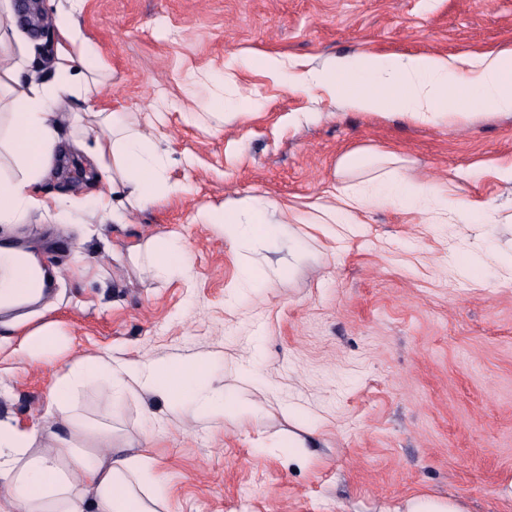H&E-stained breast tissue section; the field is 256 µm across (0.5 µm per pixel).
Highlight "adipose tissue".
<instances>
[{"instance_id": "ef3b65f1", "label": "adipose tissue", "mask_w": 512, "mask_h": 512, "mask_svg": "<svg viewBox=\"0 0 512 512\" xmlns=\"http://www.w3.org/2000/svg\"><path fill=\"white\" fill-rule=\"evenodd\" d=\"M80 3L67 0L56 13L58 62L51 82L44 86L19 82V61L8 43L12 11L10 6L0 7V94L10 97L8 120L0 122V224H20L31 211L65 206L62 199L37 194L60 143L59 96L83 98L105 75L102 59L75 21ZM352 72L365 80L355 92L348 91L344 82ZM290 81L302 90L319 85L330 96L344 99L355 112L395 111L415 123L441 120L453 125L469 115L456 99L462 81L475 89L477 101L486 110L512 114V44L464 58L364 52L347 59L331 58L320 71L294 75ZM97 118L101 131L91 151L111 180L113 193L143 209L162 196L186 191V184L169 175L173 158L128 113L101 112ZM9 163L15 165V172L6 171ZM400 163L391 151L355 150L340 156L339 172L371 168L376 175L368 186L345 187L338 207L322 211L318 223L341 230L357 223L364 208L379 204L425 212L439 224L472 210V203L458 200L441 186L415 183ZM287 216V208L276 201L245 195L225 200L222 209L198 213L196 219L223 226L224 240L234 250L246 237L277 238ZM89 375L107 380L116 396L132 384L170 403L196 395L201 412L208 416L243 422L256 411L255 404L247 401L227 399L219 404L197 394L196 384L203 375L197 363L134 359L116 366L108 357L76 363L56 383L57 427L49 433L50 447L36 448L32 431L0 425V512H159L166 486L153 473L151 459L113 447L111 428L76 419L71 399Z\"/></svg>"}]
</instances>
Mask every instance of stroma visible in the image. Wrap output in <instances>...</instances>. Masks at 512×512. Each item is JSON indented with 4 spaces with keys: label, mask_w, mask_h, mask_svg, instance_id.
<instances>
[{
    "label": "stroma",
    "mask_w": 512,
    "mask_h": 512,
    "mask_svg": "<svg viewBox=\"0 0 512 512\" xmlns=\"http://www.w3.org/2000/svg\"><path fill=\"white\" fill-rule=\"evenodd\" d=\"M77 21L110 77L89 101L64 94L57 106L59 162L39 190L73 207L0 224V239L61 271L41 303L0 313V421L36 431L43 448L54 383L75 363L202 360L207 387L261 406L251 424L136 388L117 398L97 377L77 393L82 418L111 420L115 446L154 459L163 512H384L422 495L512 512V280L496 265L458 272L468 256L512 254V181L493 173L512 161V115L475 105L450 126L353 112L260 62L283 56L301 73L366 51L470 56L512 42V0H83ZM193 73L203 81L189 100ZM219 97L257 110L217 125ZM157 101L171 177L189 190L113 223L94 210L112 186L69 115ZM362 148L399 153L413 180L481 210L433 224L371 206L347 238L323 234L310 218L336 206L337 160ZM244 194L286 203L299 218L290 240L247 238L233 254L220 225L196 222ZM170 237L188 250L186 273L126 261L130 245ZM245 264L259 281L240 289ZM44 326L57 347L30 357L25 340ZM311 431L317 446L297 463L288 439Z\"/></svg>",
    "instance_id": "stroma-1"
}]
</instances>
